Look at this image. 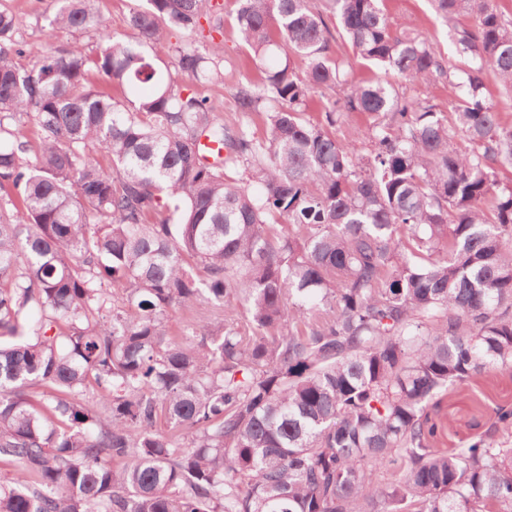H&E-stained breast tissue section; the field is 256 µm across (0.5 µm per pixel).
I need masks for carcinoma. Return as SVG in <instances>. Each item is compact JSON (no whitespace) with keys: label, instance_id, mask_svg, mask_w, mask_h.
I'll list each match as a JSON object with an SVG mask.
<instances>
[{"label":"carcinoma","instance_id":"1","mask_svg":"<svg viewBox=\"0 0 512 512\" xmlns=\"http://www.w3.org/2000/svg\"><path fill=\"white\" fill-rule=\"evenodd\" d=\"M146 2L118 38L55 0L27 48L0 8V512H512V408L448 451L426 412L512 373V121L484 93L512 91V20L433 0L474 19L452 68L382 0H235L261 77L230 125L202 92L224 42L169 39L222 31L217 7ZM88 28L94 53L59 40ZM336 31L452 110L353 80ZM212 309L207 306H200L193 311H177L172 314L170 319V331L173 335H180L186 332L195 322L204 317L212 315Z\"/></svg>","mask_w":512,"mask_h":512}]
</instances>
